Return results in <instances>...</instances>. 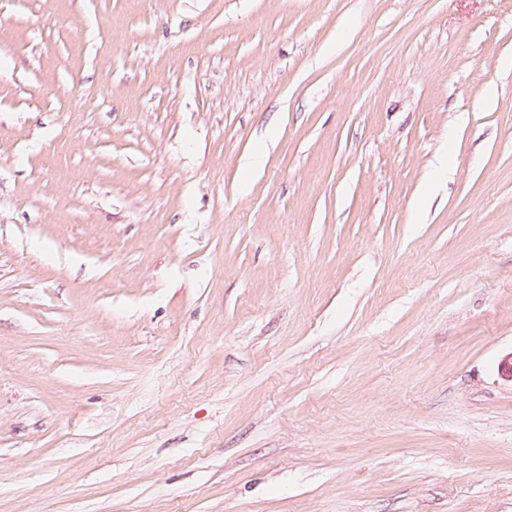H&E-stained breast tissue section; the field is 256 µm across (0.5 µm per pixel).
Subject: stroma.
I'll list each match as a JSON object with an SVG mask.
<instances>
[{
	"label": "stroma",
	"mask_w": 512,
	"mask_h": 512,
	"mask_svg": "<svg viewBox=\"0 0 512 512\" xmlns=\"http://www.w3.org/2000/svg\"><path fill=\"white\" fill-rule=\"evenodd\" d=\"M511 353L512 0H0V512H512Z\"/></svg>",
	"instance_id": "stroma-1"
}]
</instances>
